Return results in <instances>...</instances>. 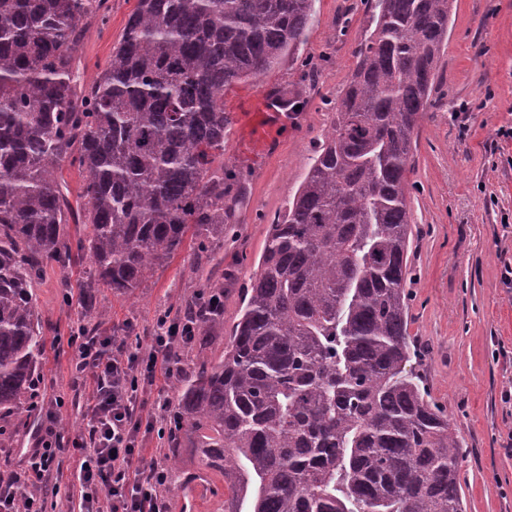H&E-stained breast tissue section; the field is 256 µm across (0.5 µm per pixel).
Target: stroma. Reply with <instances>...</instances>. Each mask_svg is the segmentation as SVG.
Here are the masks:
<instances>
[{"label": "stroma", "mask_w": 512, "mask_h": 512, "mask_svg": "<svg viewBox=\"0 0 512 512\" xmlns=\"http://www.w3.org/2000/svg\"><path fill=\"white\" fill-rule=\"evenodd\" d=\"M136 0H112L105 29L89 28L87 67L104 62L120 40ZM369 24L367 0H317L306 42L260 83L224 93L231 118L224 167L241 185L224 198V245L209 270L192 271L198 240H186L172 261L129 294L94 291L80 297L87 262L47 268L34 288L45 327L40 364L46 401L63 398L58 432L71 443L87 427L74 403L69 338L87 326L91 309L108 316L97 330L113 348L149 350L159 313L224 284V330L208 349L230 341L241 300L263 251L268 226L285 209L333 106L356 67ZM301 101L299 110L287 108ZM414 239L408 332L433 402L463 445L459 478L465 512H512V0H453L448 45L417 130L407 174ZM45 416H19L12 447L0 448V471H17ZM178 474L199 488L195 512H224V477L202 468L193 449L178 451Z\"/></svg>", "instance_id": "stroma-1"}]
</instances>
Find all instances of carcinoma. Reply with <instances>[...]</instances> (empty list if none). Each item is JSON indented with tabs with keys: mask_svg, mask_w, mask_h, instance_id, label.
<instances>
[{
	"mask_svg": "<svg viewBox=\"0 0 512 512\" xmlns=\"http://www.w3.org/2000/svg\"><path fill=\"white\" fill-rule=\"evenodd\" d=\"M351 80L292 201L269 225L223 354L224 283L197 326L171 448L224 475V512H465L461 442L407 368V173L452 0H368ZM316 0H136L91 79L78 56L110 0H0V448L34 412V284L88 260L126 294L187 236L224 239V91L304 43ZM84 173L81 208L60 188ZM84 224L76 243L69 220Z\"/></svg>",
	"mask_w": 512,
	"mask_h": 512,
	"instance_id": "carcinoma-1",
	"label": "carcinoma"
}]
</instances>
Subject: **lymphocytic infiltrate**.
Segmentation results:
<instances>
[{
	"label": "lymphocytic infiltrate",
	"instance_id": "1",
	"mask_svg": "<svg viewBox=\"0 0 512 512\" xmlns=\"http://www.w3.org/2000/svg\"><path fill=\"white\" fill-rule=\"evenodd\" d=\"M195 332L170 314L155 323L148 352L113 351L108 336H80L71 362L74 386L93 380L87 427L72 443L79 457L77 512H170L162 489L168 479L164 458L142 455V441L157 415L143 416L141 394L161 371H171L173 354L186 348ZM28 452L21 470L0 475V512H49L39 491L64 453L55 430L57 416Z\"/></svg>",
	"mask_w": 512,
	"mask_h": 512
}]
</instances>
